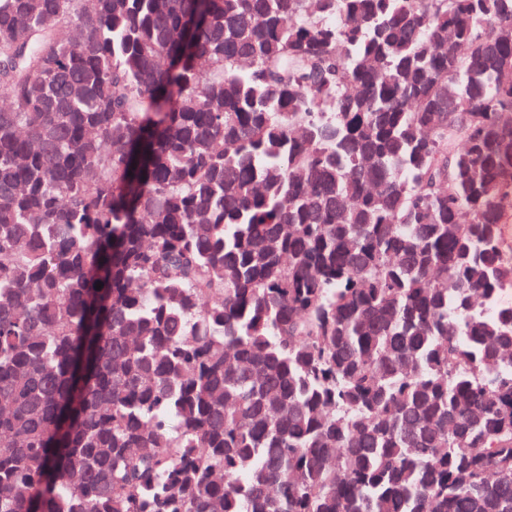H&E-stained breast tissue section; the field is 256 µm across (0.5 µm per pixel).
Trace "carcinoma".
<instances>
[{
  "instance_id": "carcinoma-1",
  "label": "carcinoma",
  "mask_w": 512,
  "mask_h": 512,
  "mask_svg": "<svg viewBox=\"0 0 512 512\" xmlns=\"http://www.w3.org/2000/svg\"><path fill=\"white\" fill-rule=\"evenodd\" d=\"M0 98V512H512V0H0Z\"/></svg>"
}]
</instances>
